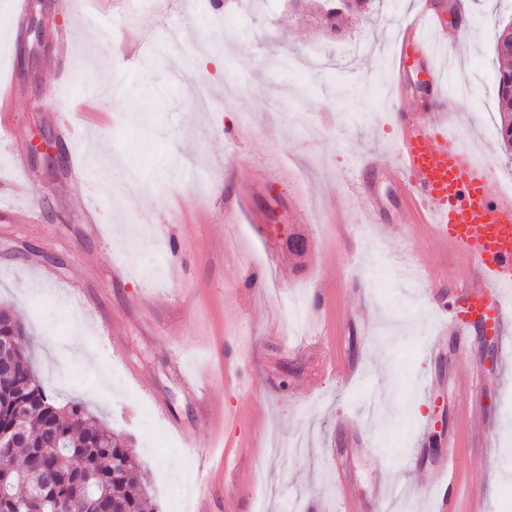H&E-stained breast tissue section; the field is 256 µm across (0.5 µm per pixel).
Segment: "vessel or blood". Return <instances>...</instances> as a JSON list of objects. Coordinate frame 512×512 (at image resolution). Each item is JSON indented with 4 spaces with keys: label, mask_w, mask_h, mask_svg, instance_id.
Instances as JSON below:
<instances>
[{
    "label": "vessel or blood",
    "mask_w": 512,
    "mask_h": 512,
    "mask_svg": "<svg viewBox=\"0 0 512 512\" xmlns=\"http://www.w3.org/2000/svg\"><path fill=\"white\" fill-rule=\"evenodd\" d=\"M435 17L420 10L408 17L395 42L397 62L410 48L431 49L427 35ZM399 162L392 169L403 197L406 224L431 225L435 239L456 250L465 264L466 290L454 309L438 307L442 334L465 342L477 327L491 330L500 351L512 348V193L495 188L488 165L471 160L448 118L396 109ZM424 492L435 497L437 512H457L458 486L439 463Z\"/></svg>",
    "instance_id": "obj_1"
}]
</instances>
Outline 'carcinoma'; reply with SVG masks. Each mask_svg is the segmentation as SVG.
Returning <instances> with one entry per match:
<instances>
[{"label": "carcinoma", "instance_id": "cac0c4a2", "mask_svg": "<svg viewBox=\"0 0 512 512\" xmlns=\"http://www.w3.org/2000/svg\"><path fill=\"white\" fill-rule=\"evenodd\" d=\"M368 0H324L329 9L326 24L334 32L342 18L366 10ZM512 19L498 26L494 53L498 62L500 122L498 136L512 152V53L502 49L509 38ZM18 337V348L8 357L12 371L0 377V430L14 424L16 406L29 411L25 425L29 440L12 449L0 467V512H22L24 503L38 494L62 502L61 512H99L100 498L108 492L115 512H146L147 485L135 479L138 460L123 441L101 426L80 402L59 405L36 380L23 326L5 310L0 312V336ZM52 431L57 440L45 448L43 435Z\"/></svg>", "mask_w": 512, "mask_h": 512}]
</instances>
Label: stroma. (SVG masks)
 <instances>
[{"mask_svg":"<svg viewBox=\"0 0 512 512\" xmlns=\"http://www.w3.org/2000/svg\"><path fill=\"white\" fill-rule=\"evenodd\" d=\"M17 49L0 46V84H16L15 133L0 142V180H20L12 146H27L31 178L17 198L0 187V306L26 326L38 378L58 403H83L141 460L156 512H344L336 449L364 503L397 489L388 512H437L421 489L446 454L458 407L472 403L488 433L463 432L458 476L470 507L512 512V359L480 336L436 340L438 294L465 288L452 250L401 223L390 181L376 221L355 189L372 153L397 162L391 42L405 14L428 5L441 37L457 35L446 85L468 100L414 90L406 100L457 113L466 148L500 184L512 155L497 140L496 28L512 0H467L460 33L449 0H374L326 41L316 20L281 0H226L222 23L199 0H167L186 32L182 76L155 49L157 16L127 28L120 0H29ZM61 85L75 146L61 141L52 101ZM116 169L144 187L105 189L101 169L71 179L65 161H91L93 132ZM45 140L58 164L34 150ZM98 205L103 220L83 209ZM28 207L30 222L12 216ZM250 357H228L233 343ZM481 368L478 392L460 371ZM238 416L215 429L206 403ZM232 456L234 495L224 491Z\"/></svg>","mask_w":512,"mask_h":512,"instance_id":"stroma-1","label":"stroma"}]
</instances>
